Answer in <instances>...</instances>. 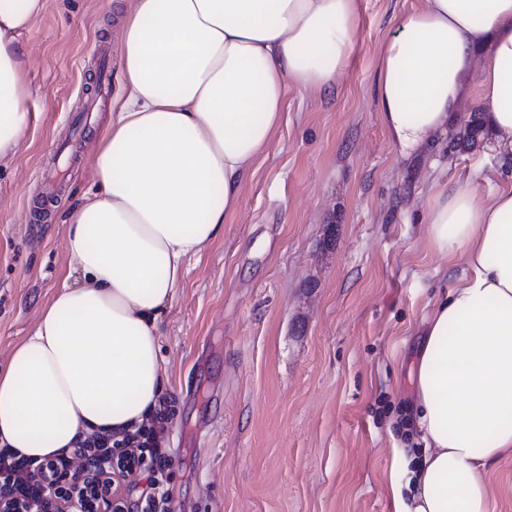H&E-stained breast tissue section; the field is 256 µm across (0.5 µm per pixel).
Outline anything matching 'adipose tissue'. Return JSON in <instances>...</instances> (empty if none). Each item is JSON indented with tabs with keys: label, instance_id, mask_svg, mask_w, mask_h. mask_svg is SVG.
Listing matches in <instances>:
<instances>
[{
	"label": "adipose tissue",
	"instance_id": "ef3b65f1",
	"mask_svg": "<svg viewBox=\"0 0 512 512\" xmlns=\"http://www.w3.org/2000/svg\"><path fill=\"white\" fill-rule=\"evenodd\" d=\"M358 0H127L123 93L94 138L95 190L67 218L68 272L0 366V448L34 461L141 423L165 372L162 312L188 260L224 233L296 87L330 92L356 50ZM48 0H0V165L28 128L21 38ZM498 147L486 191L446 185L427 215L466 267L414 370L423 454L397 512H495L512 450V0H424L385 43L380 117L400 156L448 130L465 83ZM496 512H512V453L504 456L490 476Z\"/></svg>",
	"mask_w": 512,
	"mask_h": 512
}]
</instances>
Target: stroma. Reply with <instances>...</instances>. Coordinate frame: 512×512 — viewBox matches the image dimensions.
Masks as SVG:
<instances>
[{"label": "stroma", "instance_id": "1", "mask_svg": "<svg viewBox=\"0 0 512 512\" xmlns=\"http://www.w3.org/2000/svg\"><path fill=\"white\" fill-rule=\"evenodd\" d=\"M121 2L49 0L21 38L32 95L0 168V364L67 267L64 221L94 186L90 145L110 118L90 108L99 46L118 44ZM422 2L358 0L347 71L327 95L289 89L223 236L186 266L159 338L172 512H396L388 486L407 481L397 451L416 434L410 367L465 267L432 249L425 217L440 186L482 184L493 162L488 134L458 143L484 112L477 93L409 159L380 120L382 48Z\"/></svg>", "mask_w": 512, "mask_h": 512}]
</instances>
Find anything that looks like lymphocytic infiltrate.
<instances>
[{
	"mask_svg": "<svg viewBox=\"0 0 512 512\" xmlns=\"http://www.w3.org/2000/svg\"><path fill=\"white\" fill-rule=\"evenodd\" d=\"M171 413L170 407L159 406L149 424L136 432L97 435L40 462L0 452V502L12 512H61L62 505L74 500L83 512H96L112 505L113 487L101 477L118 467L148 471V512H169L163 483L170 463L166 429ZM76 458L85 461L78 474L70 471Z\"/></svg>",
	"mask_w": 512,
	"mask_h": 512,
	"instance_id": "1",
	"label": "lymphocytic infiltrate"
}]
</instances>
